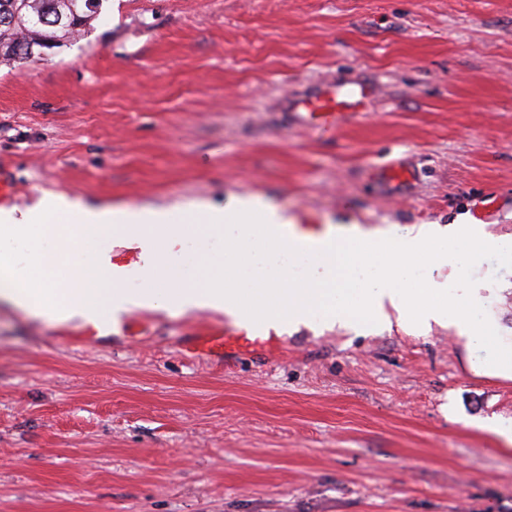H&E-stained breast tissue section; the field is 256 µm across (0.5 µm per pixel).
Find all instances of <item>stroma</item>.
Instances as JSON below:
<instances>
[{
	"label": "stroma",
	"mask_w": 512,
	"mask_h": 512,
	"mask_svg": "<svg viewBox=\"0 0 512 512\" xmlns=\"http://www.w3.org/2000/svg\"><path fill=\"white\" fill-rule=\"evenodd\" d=\"M370 83L331 133L289 100ZM411 178L390 182V167ZM0 207L65 194L189 211L259 194L330 224L512 238V0H119L88 36L0 65ZM92 246L145 285L136 245ZM484 307L512 344V267ZM216 311L114 327L0 305V512H512V379L448 328L312 326L225 369Z\"/></svg>",
	"instance_id": "obj_1"
}]
</instances>
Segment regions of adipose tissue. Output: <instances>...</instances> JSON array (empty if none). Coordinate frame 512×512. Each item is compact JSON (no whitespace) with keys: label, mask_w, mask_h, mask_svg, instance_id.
<instances>
[{"label":"adipose tissue","mask_w":512,"mask_h":512,"mask_svg":"<svg viewBox=\"0 0 512 512\" xmlns=\"http://www.w3.org/2000/svg\"><path fill=\"white\" fill-rule=\"evenodd\" d=\"M56 212L68 215V224L50 223ZM288 223L258 194L195 205L185 224L166 209L95 206L64 195L19 215L0 208V300L35 316L107 327L141 308L221 310L241 326L259 316L281 334L311 326L319 312L330 325L448 326L486 349L490 367L512 378V345L499 342L481 309L487 279L461 288L440 274L450 262L470 269L481 254L512 266L511 241L478 224H332L307 237ZM90 234L138 245L150 287L124 288L125 271L108 253L87 254L61 285L37 277L45 244L59 238L75 244ZM214 237L223 238V255L209 251ZM426 252L431 262L416 267L414 258Z\"/></svg>","instance_id":"adipose-tissue-1"}]
</instances>
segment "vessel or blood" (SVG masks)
Here are the masks:
<instances>
[{
    "instance_id": "b4317fda",
    "label": "vessel or blood",
    "mask_w": 512,
    "mask_h": 512,
    "mask_svg": "<svg viewBox=\"0 0 512 512\" xmlns=\"http://www.w3.org/2000/svg\"><path fill=\"white\" fill-rule=\"evenodd\" d=\"M372 96L370 87L363 84H330L320 92L297 101L294 117L298 123L319 131H333L347 123L369 103ZM252 334L249 342H242L240 328L225 330L220 336H202L195 340L198 352L205 355L215 353L227 356L249 345L255 350L269 348L271 341L266 338V328L260 319L250 324Z\"/></svg>"
}]
</instances>
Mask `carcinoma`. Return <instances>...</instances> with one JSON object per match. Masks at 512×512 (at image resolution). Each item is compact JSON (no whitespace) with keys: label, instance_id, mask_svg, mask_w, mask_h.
<instances>
[{"label":"carcinoma","instance_id":"obj_1","mask_svg":"<svg viewBox=\"0 0 512 512\" xmlns=\"http://www.w3.org/2000/svg\"><path fill=\"white\" fill-rule=\"evenodd\" d=\"M104 0H0V63L33 62L28 49L60 48L93 29Z\"/></svg>","mask_w":512,"mask_h":512}]
</instances>
